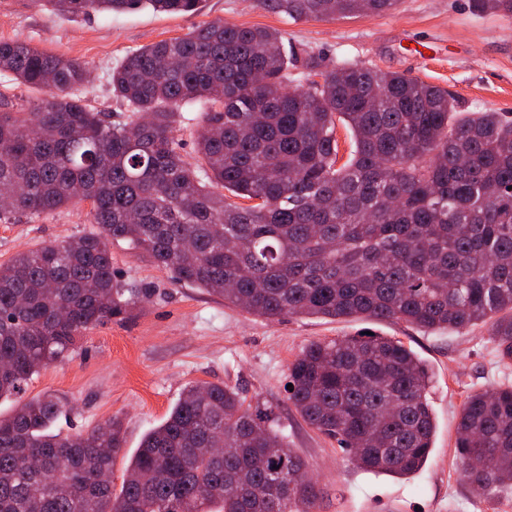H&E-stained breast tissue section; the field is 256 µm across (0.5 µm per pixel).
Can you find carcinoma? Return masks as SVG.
<instances>
[{
    "label": "carcinoma",
    "instance_id": "1",
    "mask_svg": "<svg viewBox=\"0 0 512 512\" xmlns=\"http://www.w3.org/2000/svg\"><path fill=\"white\" fill-rule=\"evenodd\" d=\"M71 16L200 0H43ZM293 19L397 9L400 0H259ZM282 36L214 21L146 46L112 71L137 115L114 122L80 96L78 59L0 40V72L49 99L0 97V223L38 216L84 190L96 232L47 242L0 266V512H318L320 491L272 413L229 385L185 387L115 486L114 417L78 436L53 426L52 394L24 402L33 375L87 330L128 313L110 245L126 241L169 278L250 313L401 321L425 332L490 325L512 362V120L451 121L455 97L419 78L313 57L288 87ZM205 109L200 163L174 137L179 108ZM351 131L338 162L336 124ZM217 184L244 206L209 189ZM432 373L402 341L359 335L310 342L288 367L289 400L355 465L409 478L433 450ZM205 448H221L208 456ZM456 463L472 491L512 490V387L466 397ZM218 504L220 509L211 510Z\"/></svg>",
    "mask_w": 512,
    "mask_h": 512
}]
</instances>
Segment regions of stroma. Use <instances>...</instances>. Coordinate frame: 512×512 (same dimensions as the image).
<instances>
[{
    "instance_id": "obj_1",
    "label": "stroma",
    "mask_w": 512,
    "mask_h": 512,
    "mask_svg": "<svg viewBox=\"0 0 512 512\" xmlns=\"http://www.w3.org/2000/svg\"><path fill=\"white\" fill-rule=\"evenodd\" d=\"M214 20L280 31L299 58L322 66L346 60L419 78L453 93L465 111L491 109L512 119V15L481 11L475 0H401L387 14L300 21L257 0H200L192 13L138 10L71 18L45 0H0V39H19L88 64V102L113 121L133 118L112 95V71L132 53L186 35ZM91 204L77 200L15 224L0 223V263L52 240L94 232ZM117 278L150 291L127 315L87 331L62 361L34 375L25 397L53 393L68 405L55 425L79 434L112 417L123 423L115 473L143 436L159 425L191 383L238 387L272 407L278 427L308 464L322 492L320 512H512V494L477 496L455 464L456 430L466 396L512 385L487 325L426 333L403 322L294 316L269 320L223 297L176 284L126 242L112 245ZM401 340L433 373L429 390L436 430L422 471L408 479L357 468L336 441L313 431L288 400V366L310 342L365 332Z\"/></svg>"
}]
</instances>
